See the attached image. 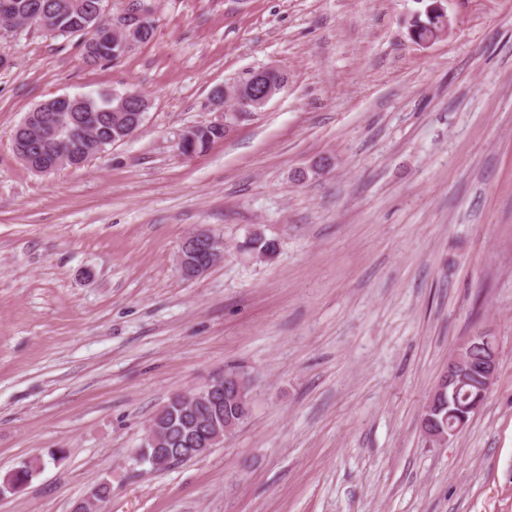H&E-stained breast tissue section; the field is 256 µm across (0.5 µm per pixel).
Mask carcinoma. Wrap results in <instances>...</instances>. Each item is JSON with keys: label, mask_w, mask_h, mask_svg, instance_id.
Masks as SVG:
<instances>
[{"label": "carcinoma", "mask_w": 512, "mask_h": 512, "mask_svg": "<svg viewBox=\"0 0 512 512\" xmlns=\"http://www.w3.org/2000/svg\"><path fill=\"white\" fill-rule=\"evenodd\" d=\"M96 2L98 0H10L13 26H28L32 17L40 19L47 15L50 24L41 26V29L60 36L81 37L82 57L87 65L114 62L123 58L127 50L120 49L121 43L114 40L98 41L101 32L97 28L99 18L91 16L88 10V6ZM442 24L444 21L441 16L427 8L424 14L413 18L411 26L423 34ZM118 100L117 92L85 93L71 97L69 104L63 109L46 100L40 103V111L55 112L57 119L50 124L37 122L23 131L20 127H15L13 142L16 143L22 138L28 140L31 162L36 165L62 154L67 158V166L81 168L98 152L116 144L120 140L122 129L133 122L137 113L145 112L149 108L144 102L136 101L121 116L108 117L105 111L107 103ZM224 137V130L204 126L199 129L194 151L202 152L211 143ZM246 248L269 260L277 253L278 245L273 239L255 235L249 239ZM201 416L215 420H240L239 408L228 394L218 404L212 403L206 407L187 408L178 412L168 402L155 415L157 420L173 422V429L160 450L176 452L191 447L196 434V419ZM43 464L44 459L38 456L22 461L16 467L14 479L22 483L29 482Z\"/></svg>", "instance_id": "obj_1"}]
</instances>
